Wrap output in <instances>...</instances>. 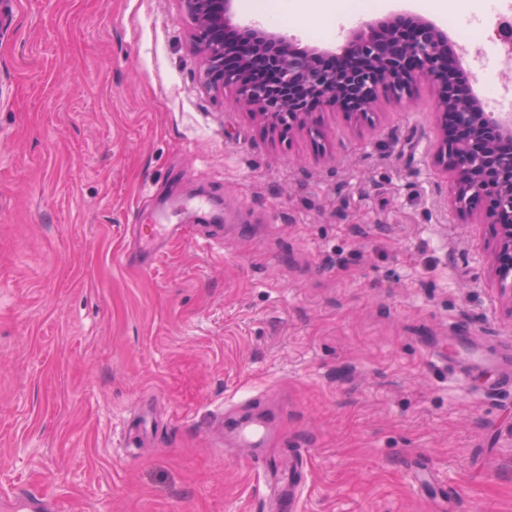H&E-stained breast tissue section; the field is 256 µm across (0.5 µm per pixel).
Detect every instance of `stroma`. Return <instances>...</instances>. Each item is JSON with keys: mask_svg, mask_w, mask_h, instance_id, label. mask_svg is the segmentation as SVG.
<instances>
[{"mask_svg": "<svg viewBox=\"0 0 512 512\" xmlns=\"http://www.w3.org/2000/svg\"><path fill=\"white\" fill-rule=\"evenodd\" d=\"M447 28L479 0H387ZM329 0L302 46L335 54ZM437 86L281 134L206 89L179 0H0L4 512H271L251 458H307L301 512H512V347L489 225L432 163ZM224 216L126 264L130 224ZM271 419L238 448L227 417Z\"/></svg>", "mask_w": 512, "mask_h": 512, "instance_id": "35a3bbf8", "label": "stroma"}]
</instances>
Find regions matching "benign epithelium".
Wrapping results in <instances>:
<instances>
[{
    "instance_id": "7a95c632",
    "label": "benign epithelium",
    "mask_w": 512,
    "mask_h": 512,
    "mask_svg": "<svg viewBox=\"0 0 512 512\" xmlns=\"http://www.w3.org/2000/svg\"><path fill=\"white\" fill-rule=\"evenodd\" d=\"M194 25L204 84L253 111L271 127L291 131L314 121L318 107L363 118L381 97H413L426 78L438 87L443 117L436 160L454 183L452 204L496 226L492 270L512 309V118L483 110L473 88L457 78L460 44L420 17L364 20L345 39L333 66H320L317 47L253 21L241 38H224L232 0H180Z\"/></svg>"
}]
</instances>
